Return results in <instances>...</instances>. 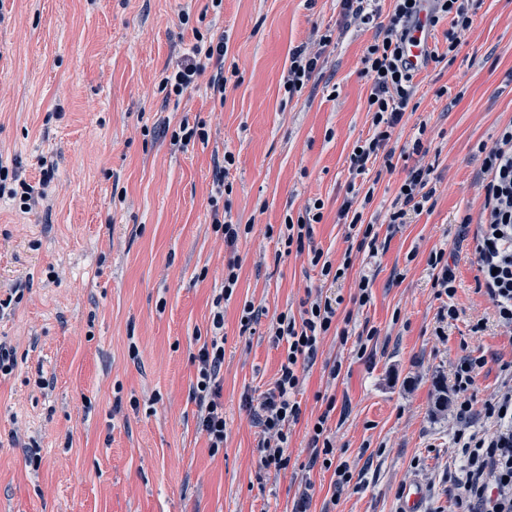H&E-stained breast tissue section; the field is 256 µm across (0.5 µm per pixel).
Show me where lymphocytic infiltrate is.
Listing matches in <instances>:
<instances>
[{"instance_id":"f902f5d3","label":"lymphocytic infiltrate","mask_w":512,"mask_h":512,"mask_svg":"<svg viewBox=\"0 0 512 512\" xmlns=\"http://www.w3.org/2000/svg\"><path fill=\"white\" fill-rule=\"evenodd\" d=\"M377 0H341L343 15L356 26L377 25L373 43L367 46L363 72L371 80L367 112L371 116L370 137L356 141L349 156L352 177L367 174L370 165L383 163L393 169L394 158L419 156L420 162L410 168L382 220L364 217L372 192H365L361 204L346 200L337 213L338 223L347 228L346 239L353 252L344 255L342 262L333 261L323 250L313 247V226L323 219L321 208L308 202L297 219H286L282 236L285 248L307 253L312 266L318 267L324 281L338 283L352 269L354 254L376 258L386 244L379 239L378 223L396 228L407 223L411 216L421 214L437 193L438 179L434 167L422 163L428 152L422 137L392 148L390 141L404 115L416 111L415 76L403 60L402 45L408 34L407 23L420 10L421 0H393L387 18H380ZM473 0H432L433 22L451 18L447 33V54L455 56L465 36L473 26ZM330 35H321L314 45L296 46L289 54L283 88L295 94L318 73L325 62L324 54L331 45ZM228 45L224 39L196 35L191 45L161 80L159 88L167 96H182L199 76L210 73L208 83L213 98L223 99L228 79L224 74V58ZM483 155L482 188L484 202L479 218L463 216L462 235L471 236L474 256L480 272L476 289L491 302L498 325L512 329V122L501 128L492 144H480ZM427 267L432 286L444 303L439 311L435 335L445 333V327L459 317L454 303L457 292L456 276L445 250L430 252ZM239 263L228 260L224 267L221 292L213 301L212 335L194 354L197 364L192 394L200 413V424L212 450L224 445V403L221 399L220 371L224 365V304L229 301L239 279ZM342 297L324 294L322 289L310 288L302 300L298 314L281 313L272 328L274 344L285 345V356L271 388L259 398L246 399L255 424L261 429L257 445L258 468L265 473L287 471L288 440L291 428L301 416L295 399L302 378L300 371L315 361L320 344L331 329H336V313ZM486 363L480 349L467 350L456 364L448 386V406L458 428L454 443L462 465L459 473L451 475L456 494L454 512H512V360L500 365L501 383L498 390L484 402H476L472 390L476 377ZM326 407L313 423L310 438V465L333 463L335 487L348 486L353 475L347 463L335 460V446L328 433L327 422L336 409L335 397L325 399ZM481 416L484 425L474 428V416Z\"/></svg>"}]
</instances>
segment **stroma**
Segmentation results:
<instances>
[{"label": "stroma", "instance_id": "stroma-1", "mask_svg": "<svg viewBox=\"0 0 512 512\" xmlns=\"http://www.w3.org/2000/svg\"><path fill=\"white\" fill-rule=\"evenodd\" d=\"M341 21L339 0H223L218 9L211 0H0V162L34 185L43 164L54 167L46 201L31 211L0 199V299L22 296L0 311V338L17 358L0 378V512H291L305 490L309 512H398L412 482L424 491L421 512H451L448 475L460 460L455 418L436 406L439 386L463 347L487 358L479 400L512 359V331L476 291L473 243L456 240L459 218L479 216L483 204L477 145L512 120V0H480L454 61L416 76L418 108L395 130L430 142L434 206L331 285L308 255L285 253L276 229L317 197L314 247L336 261L347 248L336 213L352 147L372 134L361 57L377 30L344 32ZM328 30L336 46L322 71L287 96L291 49ZM198 32L227 36L224 66L237 75L223 100L203 77L165 99L158 83ZM184 120L204 121L207 140L182 146L159 135ZM228 151L236 162L225 201L253 227L231 248L212 229L210 202L215 163ZM440 248L456 254L460 309L441 338L442 302L426 266ZM232 257L239 281L224 307L225 438L215 451L191 396V356L210 332ZM363 273L371 299L358 307ZM319 286L342 296L338 317L378 328L374 356L359 359L355 338L324 339L295 395L302 414L288 470L262 476L243 400L272 387L285 356L269 338L272 323ZM247 302L264 314L245 332ZM480 319L486 331L471 335ZM327 395L336 399L335 455L353 473L340 492L332 471L308 465ZM33 442L35 466L24 453Z\"/></svg>", "mask_w": 512, "mask_h": 512}]
</instances>
